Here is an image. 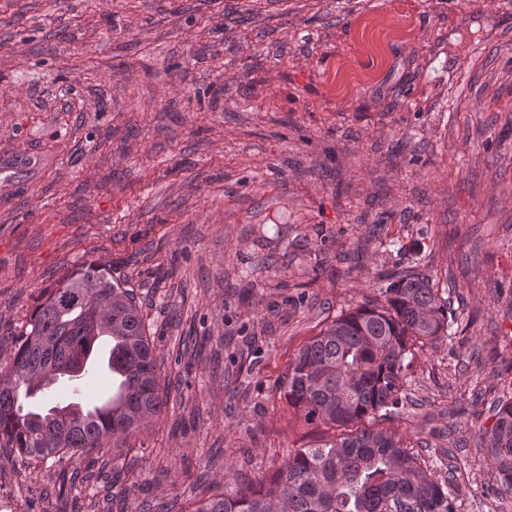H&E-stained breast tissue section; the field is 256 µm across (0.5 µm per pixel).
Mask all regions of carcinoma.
<instances>
[{"label": "carcinoma", "instance_id": "obj_1", "mask_svg": "<svg viewBox=\"0 0 512 512\" xmlns=\"http://www.w3.org/2000/svg\"><path fill=\"white\" fill-rule=\"evenodd\" d=\"M414 255L393 273L385 303H367L336 317L304 343L281 380L290 405L307 425L339 431L315 448L288 453L273 473L249 480L227 468L224 490L187 512H456L447 470L428 462L383 429L363 426L398 413L405 397L411 346L451 337L456 312L439 287L420 275ZM101 339L112 340V370L122 374L112 407L90 421L75 410L25 406L64 373H75ZM149 330L130 289L106 265L88 262L46 291L25 332L0 363V453L23 462L71 458L118 444L160 417ZM482 433L498 491L512 493V398L494 408Z\"/></svg>", "mask_w": 512, "mask_h": 512}]
</instances>
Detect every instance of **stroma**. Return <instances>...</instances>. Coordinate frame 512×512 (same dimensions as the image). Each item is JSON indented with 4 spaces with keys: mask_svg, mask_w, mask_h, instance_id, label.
<instances>
[{
    "mask_svg": "<svg viewBox=\"0 0 512 512\" xmlns=\"http://www.w3.org/2000/svg\"><path fill=\"white\" fill-rule=\"evenodd\" d=\"M0 361L46 289L108 263L168 412L127 445L0 460L7 512H187L226 464L326 440L278 386L387 273L452 282L382 421L512 512L481 445L512 398V0H0ZM37 163L30 161L26 152L11 150L8 154L2 152L0 156L1 189L5 190L23 172L34 167Z\"/></svg>",
    "mask_w": 512,
    "mask_h": 512,
    "instance_id": "1",
    "label": "stroma"
}]
</instances>
